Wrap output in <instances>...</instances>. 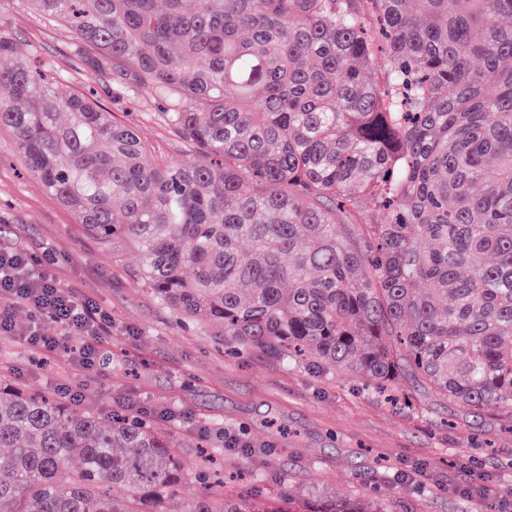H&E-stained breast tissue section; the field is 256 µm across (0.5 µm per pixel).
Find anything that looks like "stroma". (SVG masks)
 I'll use <instances>...</instances> for the list:
<instances>
[{
  "mask_svg": "<svg viewBox=\"0 0 512 512\" xmlns=\"http://www.w3.org/2000/svg\"><path fill=\"white\" fill-rule=\"evenodd\" d=\"M0 30L28 64L52 63L77 93H95L115 121L137 128L148 163L191 159L195 146L158 118L147 91L115 96L109 72L81 69L70 34L24 0H0ZM0 244L35 255L50 252L64 288L112 316L104 362L75 370V339L51 321L55 350L35 353L0 335V387L52 392L86 411L157 406L175 416L180 442L214 438L215 427H245L251 452L217 448L225 476L260 487L287 485L293 512L316 497L371 496L396 512H512V431L496 417L465 418L446 402L417 396L413 410L384 403L364 381L321 368L291 367L260 351L224 352L218 327L183 323L135 279L133 249L104 246L24 166L9 130L0 128Z\"/></svg>",
  "mask_w": 512,
  "mask_h": 512,
  "instance_id": "stroma-1",
  "label": "stroma"
}]
</instances>
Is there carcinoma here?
Returning a JSON list of instances; mask_svg holds the SVG:
<instances>
[{
  "label": "carcinoma",
  "mask_w": 512,
  "mask_h": 512,
  "mask_svg": "<svg viewBox=\"0 0 512 512\" xmlns=\"http://www.w3.org/2000/svg\"><path fill=\"white\" fill-rule=\"evenodd\" d=\"M23 2L199 148L146 164L134 129L0 35V127L162 305L232 354L512 423V0ZM0 447V512H180L187 487L191 512H291L284 486L224 492L144 411L0 388Z\"/></svg>",
  "instance_id": "cac0c4a2"
}]
</instances>
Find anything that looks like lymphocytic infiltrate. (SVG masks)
Returning a JSON list of instances; mask_svg holds the SVG:
<instances>
[{
	"mask_svg": "<svg viewBox=\"0 0 512 512\" xmlns=\"http://www.w3.org/2000/svg\"><path fill=\"white\" fill-rule=\"evenodd\" d=\"M51 256L37 258L27 252L0 248V335H22L34 350H51L55 338L44 335L42 321L56 324L63 335L79 340L73 360L84 370L94 369L103 336L112 330L110 314L90 300L61 287L50 272ZM24 305L32 321L25 332H18L14 305Z\"/></svg>",
	"mask_w": 512,
	"mask_h": 512,
	"instance_id": "lymphocytic-infiltrate-1",
	"label": "lymphocytic infiltrate"
}]
</instances>
